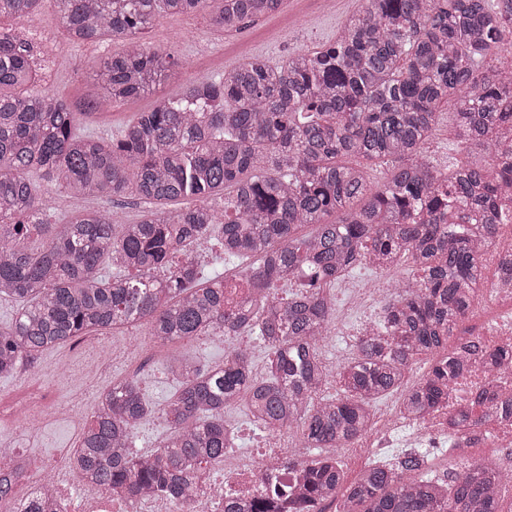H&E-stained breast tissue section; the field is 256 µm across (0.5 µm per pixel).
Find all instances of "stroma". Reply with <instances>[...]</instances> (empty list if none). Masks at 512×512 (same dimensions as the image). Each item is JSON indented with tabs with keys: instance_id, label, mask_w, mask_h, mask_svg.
Masks as SVG:
<instances>
[{
	"instance_id": "stroma-1",
	"label": "stroma",
	"mask_w": 512,
	"mask_h": 512,
	"mask_svg": "<svg viewBox=\"0 0 512 512\" xmlns=\"http://www.w3.org/2000/svg\"><path fill=\"white\" fill-rule=\"evenodd\" d=\"M363 0H334L325 6L324 0H284L283 9L252 24L236 34L227 35L210 28L205 13L163 15L147 29L143 38L153 48L172 53L183 63L180 78L159 85L152 94L110 106L108 111L79 116L80 128L112 133L136 118L139 112L151 108L156 98L178 94L183 83L218 76L224 69L238 63L243 55L268 57L287 56L329 42L336 30L352 12L361 9ZM54 0H41L38 12L27 18H6L0 26L15 30L30 41L43 46L40 57L48 79L43 89L79 105L87 91L97 83L95 65L101 59L121 51L118 41L82 44L59 50L65 37L58 27ZM107 209L118 224L138 221L149 209L148 203L129 196L120 200L108 197L76 200L62 194L53 195L43 215L49 224H62L72 216L94 209ZM351 275L374 291L370 308L350 314L349 322L362 327L376 319L383 306L380 289L386 278L409 280L413 277L410 264L399 265L390 274H382L366 265L356 266ZM118 354L113 362L109 381L138 378L146 400L160 407L174 393L176 383L166 375L170 354H178L209 369L224 361V342L211 337L191 341L169 350L155 349L148 337L134 331H118L113 335ZM97 354L91 336L74 339L70 344L43 354L37 368L21 374L0 378V397L13 394L30 379H39L56 402L55 411L40 416V429L29 436L23 425H0V444L20 450L31 473H50L54 483L73 485L79 475L73 471L69 457L78 446V425L69 413L73 404H81L91 412L97 398L84 386L83 373L95 366Z\"/></svg>"
}]
</instances>
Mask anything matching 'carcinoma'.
<instances>
[{"label":"carcinoma","mask_w":512,"mask_h":512,"mask_svg":"<svg viewBox=\"0 0 512 512\" xmlns=\"http://www.w3.org/2000/svg\"><path fill=\"white\" fill-rule=\"evenodd\" d=\"M39 2L0 0V18L29 16ZM54 2L73 42L123 43L97 65L106 95L83 100L97 111L177 77L180 62L143 40L160 14L204 10L229 35L282 0ZM493 49L512 57V0H366L334 40L278 61L246 56L104 137L77 131L76 113L56 96L28 90L38 80L34 46L0 27V299L16 304L0 327V377L77 336L128 327L166 348L246 333L267 349L261 380L236 344L206 371L171 356L180 388L159 409L170 433L153 450L137 449V424L153 412L138 380L112 383L71 457L83 480L133 502L186 497L200 464L224 460V409L242 404L254 425L296 431L305 451H288L284 464L302 481L291 501L277 490L248 508L226 501L224 512H505L503 472L487 461L463 458L433 475L425 452L411 448L349 482L337 455L369 431L372 403L401 390L408 365L423 357L429 370L402 410L423 420L448 406L451 451L487 437L491 420L512 421V394L490 377L451 404L472 360L501 371L512 367V346L471 336L447 348L476 312L485 247L512 224L501 201L512 192V67L487 61ZM451 101L459 142L490 161L444 173L426 147ZM381 161L393 169L375 188L369 171ZM41 180L69 196L130 194L153 208L134 224H114L104 211L44 224ZM185 198L196 204L166 208ZM306 225L312 232L298 234ZM216 227L224 256L253 262L203 279L181 256ZM105 257L122 275L101 273ZM405 260L420 277L389 294L330 372L317 341L336 311L335 285L356 265ZM279 281L301 290L280 298ZM496 282L512 283L511 253L498 259ZM333 381L334 395L316 397ZM26 466L0 448V506L13 501Z\"/></svg>","instance_id":"obj_1"}]
</instances>
